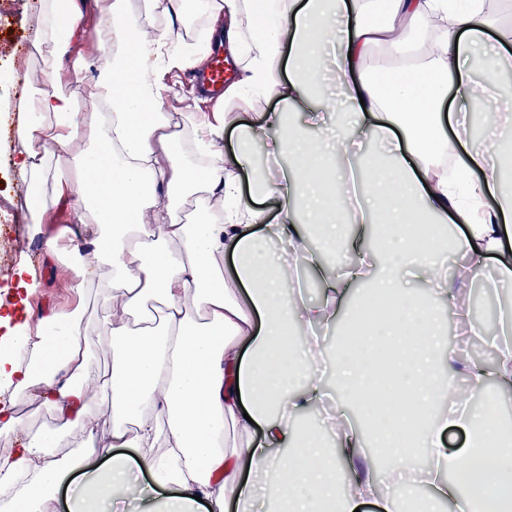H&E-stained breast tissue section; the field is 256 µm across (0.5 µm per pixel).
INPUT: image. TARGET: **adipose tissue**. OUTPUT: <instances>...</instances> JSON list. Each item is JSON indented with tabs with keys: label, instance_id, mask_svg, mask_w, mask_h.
<instances>
[{
	"label": "adipose tissue",
	"instance_id": "adipose-tissue-1",
	"mask_svg": "<svg viewBox=\"0 0 512 512\" xmlns=\"http://www.w3.org/2000/svg\"><path fill=\"white\" fill-rule=\"evenodd\" d=\"M226 15L225 50L244 61L224 100L276 96L333 118L327 141L285 126L280 112L240 128L235 165L223 167L220 134L196 129L210 165L175 160L183 138L153 78L183 56L165 32L147 34L129 18L127 0H102L112 20L102 65L78 109L66 85L28 97L34 114L18 128L17 176L35 187L41 208L75 195L92 247L70 253L59 237L46 252L69 257L81 272L103 270L97 285L119 305L97 336L112 368L91 366L81 310L61 318L49 336L0 310V433L13 436L0 460V503L10 512H50L72 487L68 512H112L138 491L142 512H250L256 495L284 512H355L376 497L380 512H512V425L496 415L512 393V303L501 308L491 344L494 373L475 369L448 348L440 332L451 283L438 256L448 223L464 225L451 248L468 280L512 281V248L503 230V175L512 147L498 136L476 139L475 114L495 123L507 92L512 49L474 59L496 21L473 0H207ZM436 26L429 61L404 60L364 71L373 47L399 52V31L418 20ZM82 16L76 0H44L32 45L45 73L70 52ZM451 87L460 108L444 110ZM276 130L271 154L280 174L255 167V128ZM386 142L382 153L352 162L354 132ZM450 152L459 175L437 158ZM249 172L258 196L278 195L274 220L240 202L239 174ZM197 194L203 216L180 220L158 189ZM356 250L358 264L329 267L305 233ZM492 255L494 270L481 259ZM316 269L321 302L301 288L284 290L288 259ZM429 288L430 297L410 288ZM368 284L334 347L333 371L314 369L319 350L309 328L335 319L353 287ZM384 302L386 316L371 309ZM395 351L394 364L380 357ZM463 376L468 394H449ZM38 396L54 426L30 430L16 413L20 398ZM111 412V444L61 462L57 449ZM463 426L462 456L441 436ZM385 472L411 471L400 498L381 494L374 457ZM495 486L496 495L485 492Z\"/></svg>",
	"mask_w": 512,
	"mask_h": 512
}]
</instances>
